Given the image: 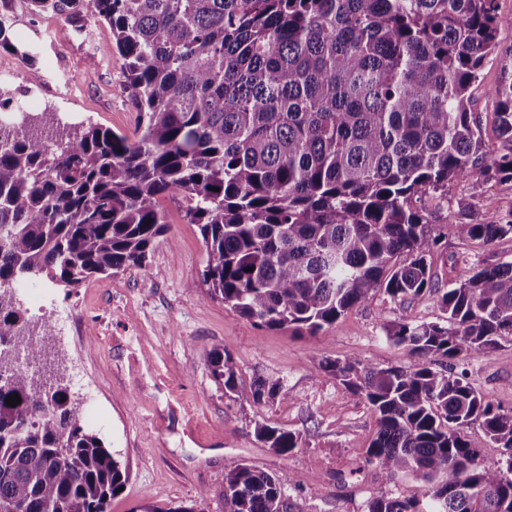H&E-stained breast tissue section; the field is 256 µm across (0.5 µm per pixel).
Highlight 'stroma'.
I'll list each match as a JSON object with an SVG mask.
<instances>
[{"label": "stroma", "mask_w": 512, "mask_h": 512, "mask_svg": "<svg viewBox=\"0 0 512 512\" xmlns=\"http://www.w3.org/2000/svg\"><path fill=\"white\" fill-rule=\"evenodd\" d=\"M12 8L15 38L34 58L0 48V102L12 112L54 106L136 137L139 113L119 58L106 51L108 25L88 9L76 23L64 13H31L25 0H14ZM501 76V59L485 65L473 109L485 118L483 136L491 149L505 154L512 142L497 138L488 120ZM421 205L441 238L432 254L437 287L449 288L463 263L512 259L511 237L488 245L453 232L462 221L491 224L511 211L512 181H455L447 196L424 197ZM162 207L169 229L154 243L145 268L51 289L57 309L72 310L73 326L57 330L48 318L35 323L84 427L117 451L129 470L112 512H140L146 504L222 512L224 475L242 462L290 475L284 496L292 512H366L376 497L413 496L423 485L415 474L386 482L362 467L376 417L320 362L356 353L377 367L409 364L386 329L396 322L442 321L436 297L403 301L380 293L315 336L258 326L207 297L198 227L187 222L178 201L165 199ZM217 351L237 364L229 396L210 372ZM460 367L476 390L512 411V340L496 351L470 354ZM261 377L282 379L284 393L259 408L252 391ZM260 423L299 436L300 448L275 453L256 438Z\"/></svg>", "instance_id": "stroma-1"}]
</instances>
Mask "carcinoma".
Wrapping results in <instances>:
<instances>
[{
  "instance_id": "obj_1",
  "label": "carcinoma",
  "mask_w": 512,
  "mask_h": 512,
  "mask_svg": "<svg viewBox=\"0 0 512 512\" xmlns=\"http://www.w3.org/2000/svg\"><path fill=\"white\" fill-rule=\"evenodd\" d=\"M0 0V47L12 43ZM34 13L86 6L112 29L140 112V136L57 110L26 113L0 140V512H110L127 467L84 429L65 389L19 370L37 361L15 285L76 288L145 268L168 230L164 198L182 201L206 247V294L270 329L315 335L383 292L435 296L440 322H398L392 342L414 362L373 367L358 355L320 367L375 414L363 466L424 482L409 498L379 496L367 512H512V413L456 371L473 352L512 338V261L457 270L434 287L423 197L479 175L512 180V153L486 145L472 91L512 27L495 0H27ZM512 141V66L492 112ZM487 244L512 237V211L494 224L454 225ZM231 395L234 359L210 361ZM51 394H46V391ZM279 378L254 382L261 408ZM21 402L11 407L9 395ZM479 424L483 435L463 429ZM278 454L295 434L259 424ZM501 458L479 461L487 444ZM286 475L240 463L224 475L223 512H289Z\"/></svg>"
}]
</instances>
